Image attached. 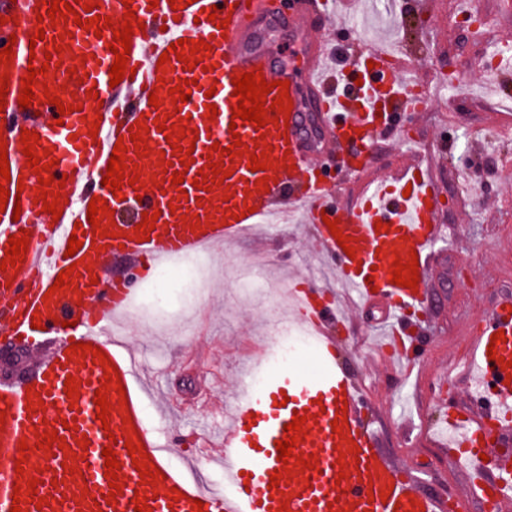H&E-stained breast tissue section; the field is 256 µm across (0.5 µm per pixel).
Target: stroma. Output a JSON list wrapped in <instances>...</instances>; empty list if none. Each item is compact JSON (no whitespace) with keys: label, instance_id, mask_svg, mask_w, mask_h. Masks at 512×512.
<instances>
[{"label":"stroma","instance_id":"1","mask_svg":"<svg viewBox=\"0 0 512 512\" xmlns=\"http://www.w3.org/2000/svg\"><path fill=\"white\" fill-rule=\"evenodd\" d=\"M467 13L482 17L481 39L463 25ZM320 34L342 50L371 40L404 53L427 96L419 114L382 138L367 172L373 180L389 177L410 154L429 152L438 161L435 175L446 198L438 221L450 234L432 256L433 307L420 320L425 360L408 374L391 359L359 362L384 307L356 302L348 306L342 336L358 356L343 365L367 387L375 408L369 421L383 450L419 475L425 490L451 502L467 486L424 424L468 404L461 373L472 327L512 294V103L496 91L500 81L512 87V5L359 0L352 14L324 19ZM257 252L269 258L264 286L247 295L237 286L234 264ZM208 261L214 273L203 284L179 288L151 318L125 317L116 325L148 385L146 426L175 447L169 462L177 469L186 458L218 450L238 367L255 342L274 336L288 318L287 304L267 310L270 296L299 288L303 274L328 291L339 289L304 223L216 247Z\"/></svg>","mask_w":512,"mask_h":512}]
</instances>
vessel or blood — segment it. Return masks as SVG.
<instances>
[{
  "label": "vessel or blood",
  "instance_id": "obj_1",
  "mask_svg": "<svg viewBox=\"0 0 512 512\" xmlns=\"http://www.w3.org/2000/svg\"><path fill=\"white\" fill-rule=\"evenodd\" d=\"M38 0H0V49L12 47L14 56L7 69L10 81L5 108L0 111V139L4 140L10 168L7 212H0V260L9 247L10 236L27 231L30 242L21 266L0 270V331L11 336L29 335L34 318L44 328L38 340L48 351L39 361L34 377L27 382L0 383V410L6 411L0 424V512H10L16 483L36 479L38 495L46 503H25L26 512H134L136 496L147 499L152 512H277L287 505L289 512H445L441 496L423 490L422 483L402 476L401 468L380 448L377 434L364 422L370 404L360 380L338 364L347 350L331 336L327 327L340 323V306L324 289L313 286L294 292L291 328L306 329L313 341L315 371L291 365L271 371L260 388H252L248 377L261 371L273 358L271 349L249 365L246 381L240 382L236 405L224 427V449L216 458L224 466V488L217 491L200 485L187 474L176 471L167 461V450L146 428L142 417L143 391L132 360L112 337L113 320L124 316L137 301L138 291L130 282L109 278L105 264L112 258H126L158 268L162 263L192 257L224 241L244 236L258 226H272L274 219L301 213L311 224L316 242L332 260L331 267L343 290L351 297L386 300L389 314L387 332L399 341H414L405 317L409 312L430 307V249L441 226L438 214L441 195L427 169L412 162L393 177L367 187L347 209L340 208L333 184L322 180L316 161L319 143L339 154L353 178L365 175L377 141L404 116L416 110V86L404 76L392 57L364 44H357L340 80L330 78L323 60L331 50L325 40L311 37L321 17L333 13L335 0H298L288 25L303 46L297 63L275 65L258 43V34L277 22L269 0H193L175 11L170 0H112L111 7L93 8V15L112 14L122 19L134 11L139 26L131 38L128 67L134 78L111 85L109 69L115 61L104 38L94 30L80 28L73 20L52 24L36 16ZM216 9L209 20L208 9ZM226 29H218L219 21ZM43 40H35L36 31ZM187 38L205 41L202 64L186 69L183 62L160 63L172 43ZM61 52H54V45ZM53 59L45 83L35 84V106L21 109L18 103L21 80L28 67H42ZM76 62L75 75H68L63 60ZM262 73L266 83L285 81L292 101L288 125L275 123V111H268V123L258 127L245 120H233L238 103L232 83L242 73ZM193 80L191 98L175 105L169 91ZM62 103L74 105V112L59 114L55 105L44 102L45 90H59ZM95 89L88 97L87 89ZM159 106H151L150 95ZM218 108L207 118V104ZM181 125L197 133L196 141L180 139L181 147H193L194 161L182 169L179 155L170 154L164 133L154 129L155 118ZM99 120L97 136H90L91 120ZM145 123L148 154L138 156L127 146L125 178L136 177L140 188L123 186L112 194L102 186L110 155L118 138ZM39 134L57 166L50 172L56 180L51 192L62 193L66 202L60 219L44 213L32 188L35 173L27 166L21 136L23 130ZM241 140L247 155L222 156V170L228 171L226 186L212 190L193 187L199 170L208 162L212 145L227 147ZM271 149L266 169L267 189L255 185L257 175L248 167L250 153L258 140ZM172 170H184V182L175 185L163 178L161 161ZM139 172H132V165ZM186 197H179V189ZM105 200L113 211L102 217L101 228L111 231L105 248L93 245V228L87 221L92 197ZM21 206L20 217L10 209ZM158 212L149 240L139 241L135 230L143 213ZM335 220L343 235L352 239L354 255H347L326 225ZM82 231V247L76 252L80 264L66 257L68 239L74 229ZM75 256V257H76ZM418 261L417 286L406 288L390 281L394 259ZM75 267L70 287L53 291L61 271ZM505 339L492 343L495 333ZM86 342L105 352L108 366L93 355H74L72 344ZM475 361L471 381L476 388L493 385L494 398L450 418L457 434L448 446L450 454L470 449L462 475L473 492L487 490L499 495L500 512H512V457L497 455L489 440L483 439L487 416H495L500 437L512 435V378L502 369L512 361V301L498 302L482 319L472 338ZM76 377L80 393L70 401L65 393L67 377ZM121 381L124 392L108 391L110 421L102 423L94 403L95 392L106 378ZM34 389L43 402L41 409H27L26 391ZM345 409L347 423L333 432L338 409ZM304 417L305 436L296 442L302 458L317 454L315 468L292 471L289 480L270 488V476L283 470L276 443L285 437V424L294 416ZM57 431L69 447L75 448V471L64 470V452L40 449L43 433ZM87 448H78L80 440ZM142 443L149 463L163 475L156 484L142 483L125 446L126 440ZM359 454H350L351 445ZM112 446L120 463L117 472L121 491L113 503H106L104 446ZM24 465H17L19 455ZM498 456L495 469L484 459ZM344 470H337L336 461ZM179 490L178 502H170L172 490Z\"/></svg>",
  "mask_w": 512,
  "mask_h": 512
}]
</instances>
